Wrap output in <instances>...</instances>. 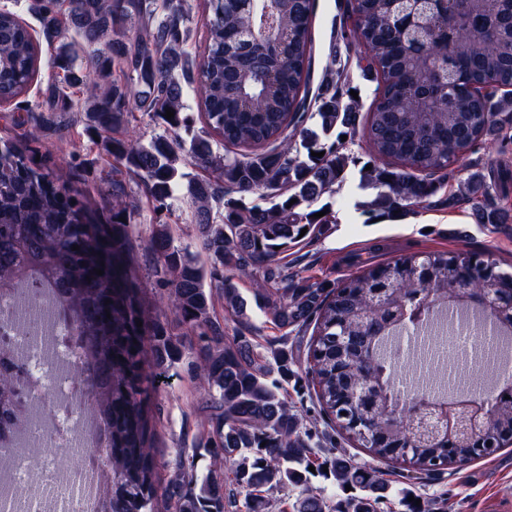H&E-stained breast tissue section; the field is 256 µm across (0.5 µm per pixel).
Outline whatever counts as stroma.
Here are the masks:
<instances>
[{
	"label": "stroma",
	"mask_w": 512,
	"mask_h": 512,
	"mask_svg": "<svg viewBox=\"0 0 512 512\" xmlns=\"http://www.w3.org/2000/svg\"><path fill=\"white\" fill-rule=\"evenodd\" d=\"M344 12V0H315L309 87L318 88L332 60L344 61L350 73L349 87L357 92L360 108L365 111L376 96L377 83L358 67L355 49L333 41L345 19ZM52 77L48 68H41L25 95L0 105V141L29 146L40 167L65 173L66 188L81 194L96 216L105 218L112 187L103 176L112 166L111 157L90 137L83 123L67 118L57 127L37 131L26 121L28 109L41 103V91ZM350 150L355 161L349 165L342 187L316 202L317 207L335 216V224L288 252L290 265L301 276L314 282L338 281L369 264L433 250L483 252L502 268L512 267V229L498 231L478 223L472 204L459 193L461 183L475 171L501 168L512 172V120L505 123L502 133L491 135L463 163L455 165L444 187L428 204L396 219L379 218L368 207L376 191L364 178V167L371 159L366 143L356 141ZM125 191L139 209L132 229L133 265L143 288L145 309L182 341H190L194 334L173 312L170 287L158 274V256L148 249L147 242L159 224H168L174 245L188 249L199 263H206L191 210L186 202L177 201L175 211L156 224L137 179L127 181ZM202 397L189 355L166 367L150 400L151 444L157 460L169 459L183 448L195 455L199 468L208 466L210 459L202 444L206 425ZM382 471L394 490L410 488L426 498H446L447 512H512V446L440 476L416 477L408 466L395 463L383 466Z\"/></svg>",
	"instance_id": "obj_1"
}]
</instances>
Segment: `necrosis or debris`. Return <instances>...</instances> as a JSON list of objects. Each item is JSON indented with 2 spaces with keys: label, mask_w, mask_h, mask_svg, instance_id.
<instances>
[{
  "label": "necrosis or debris",
  "mask_w": 512,
  "mask_h": 512,
  "mask_svg": "<svg viewBox=\"0 0 512 512\" xmlns=\"http://www.w3.org/2000/svg\"><path fill=\"white\" fill-rule=\"evenodd\" d=\"M28 303L21 294L0 297V347L20 374L21 399L31 423L23 434L0 440V512H90L79 486L95 481L96 464L61 470L57 448H86V402L70 368L80 349L70 338L55 298L40 305L35 320L25 321ZM39 456V484L30 481L29 461Z\"/></svg>",
  "instance_id": "1"
}]
</instances>
